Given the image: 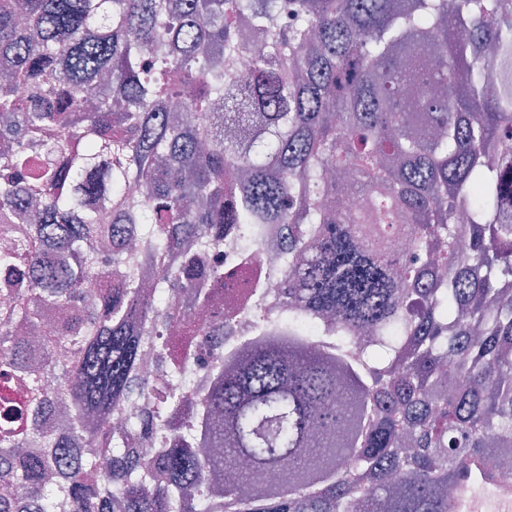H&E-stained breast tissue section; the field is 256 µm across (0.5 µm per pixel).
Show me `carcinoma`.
Returning <instances> with one entry per match:
<instances>
[{
	"mask_svg": "<svg viewBox=\"0 0 512 512\" xmlns=\"http://www.w3.org/2000/svg\"><path fill=\"white\" fill-rule=\"evenodd\" d=\"M0 279V512H452L512 455V0H0ZM253 248L249 242L238 238L235 228L226 232L224 235V271L229 272L237 268V263L242 253L248 252ZM494 483L480 466L470 465L457 477L452 487V510L454 512H486L481 507L477 491Z\"/></svg>",
	"mask_w": 512,
	"mask_h": 512,
	"instance_id": "carcinoma-1",
	"label": "carcinoma"
}]
</instances>
